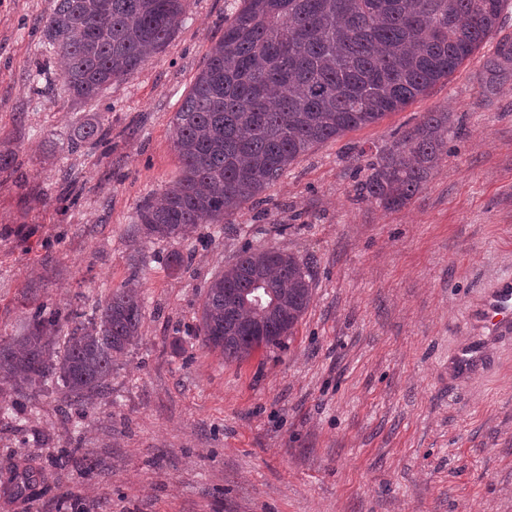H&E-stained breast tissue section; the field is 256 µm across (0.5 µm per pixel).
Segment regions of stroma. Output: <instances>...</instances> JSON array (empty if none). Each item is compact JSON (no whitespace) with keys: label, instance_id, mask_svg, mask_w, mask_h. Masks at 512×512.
Here are the masks:
<instances>
[{"label":"stroma","instance_id":"stroma-1","mask_svg":"<svg viewBox=\"0 0 512 512\" xmlns=\"http://www.w3.org/2000/svg\"><path fill=\"white\" fill-rule=\"evenodd\" d=\"M231 0H189L166 48L98 97L65 92L37 18L54 0H0V336L42 302L68 312L138 279V339L87 417L62 387L11 407L0 389V512H512V346L465 380L451 364L481 335L461 317L512 275V8L447 79L378 123L298 159L234 223L188 241L144 239L137 209L177 177L171 119L224 34ZM428 112L456 131L410 204L359 201L358 150L376 155ZM103 116L102 144L69 137ZM310 259L312 297L291 336L228 361L204 345L211 279L248 247ZM192 252L173 269L171 252ZM76 448L66 467L57 460ZM36 470L24 495L12 465Z\"/></svg>","mask_w":512,"mask_h":512}]
</instances>
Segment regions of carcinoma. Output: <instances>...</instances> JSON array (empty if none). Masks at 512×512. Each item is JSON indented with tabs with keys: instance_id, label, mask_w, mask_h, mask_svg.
<instances>
[{
	"instance_id": "carcinoma-1",
	"label": "carcinoma",
	"mask_w": 512,
	"mask_h": 512,
	"mask_svg": "<svg viewBox=\"0 0 512 512\" xmlns=\"http://www.w3.org/2000/svg\"><path fill=\"white\" fill-rule=\"evenodd\" d=\"M187 0H56L39 19L65 64L63 84L91 100L136 73L173 37ZM509 0H237L224 36L209 50L174 113L180 176L160 202L144 201L137 220L150 240H185L200 224H231L300 157L318 145L379 122L447 78L494 32ZM512 62L499 44L492 75ZM447 112H428L366 162L358 200L405 207L448 157ZM109 134L93 118L70 136L72 149ZM267 291L262 302L253 296ZM312 294L310 261L274 247L247 248L212 280L199 335L224 359L278 345L293 333ZM144 300L117 288L92 312L68 314L42 303L23 336L0 337V381L34 399L53 380L75 414L109 389L114 356L139 336Z\"/></svg>"
}]
</instances>
